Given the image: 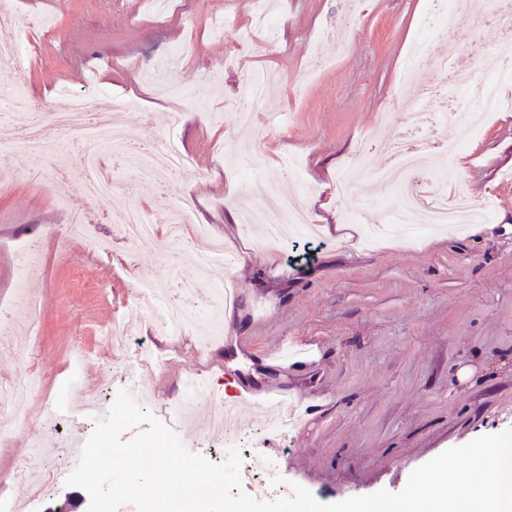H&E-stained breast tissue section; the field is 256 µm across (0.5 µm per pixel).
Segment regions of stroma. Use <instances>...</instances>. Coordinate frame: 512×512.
<instances>
[{
  "mask_svg": "<svg viewBox=\"0 0 512 512\" xmlns=\"http://www.w3.org/2000/svg\"><path fill=\"white\" fill-rule=\"evenodd\" d=\"M258 7L259 0H171L158 16L149 0H7L10 13L30 21L24 32L0 25V51L20 45L37 60L21 73L28 103L53 110L63 83L102 89L123 102L119 119L133 149L148 153L163 137L193 164L142 183L106 163L118 188L97 198L72 174L38 163L27 146L6 144L16 178L0 184V320L14 327V352L0 357V380L30 375L41 399L59 405L88 381L114 400L126 383L105 368L134 366L137 347L110 345L105 325L131 311L143 287L201 311L215 284L228 280L240 296L232 338L211 339L207 352L198 348V326L159 338L154 315L143 320L141 338L170 352L163 368L136 372V384L153 391L154 415L189 450L225 457L208 427L223 385L211 387V401L188 423L173 406L208 364L242 386L279 391L249 409L242 426L261 429L258 446L285 486L326 503L397 492L445 450L512 428V111L482 118L454 164L453 188L477 211L464 227L407 237L391 220L403 202L385 184L370 179L347 196L336 186L357 157L390 167L384 145L395 140L417 154L420 178L429 181L442 145L463 136L458 117L471 110L475 88L430 102L432 127L409 131L400 84L415 41L426 37L431 46L416 82L433 79L452 47L463 63H476L478 86L512 96V81L501 80L483 20L439 31L436 0H279L273 36L234 45ZM262 72L278 79L262 94L253 127L240 126L245 90ZM161 79L193 94L178 123L168 121ZM256 179L268 187L259 197L249 191ZM286 194L307 211L315 237H266L260 216ZM180 204L209 236L187 232L172 247V265L142 263L151 243L130 242L117 215L137 206L162 228ZM73 211L93 225L99 249L68 226ZM215 239L232 255L199 271L195 256ZM307 242L318 248L315 259L294 262L296 246ZM249 248L251 260L239 261ZM29 256L35 270L18 282ZM21 284L46 311L35 340L15 306ZM289 337L315 344L312 363L287 355ZM78 345L90 353L79 373L68 360ZM298 402L306 415L296 430L269 429ZM66 478L47 467L29 427L0 442V484L13 495L50 484L51 512H87L86 491Z\"/></svg>",
  "mask_w": 512,
  "mask_h": 512,
  "instance_id": "35a3bbf8",
  "label": "stroma"
}]
</instances>
